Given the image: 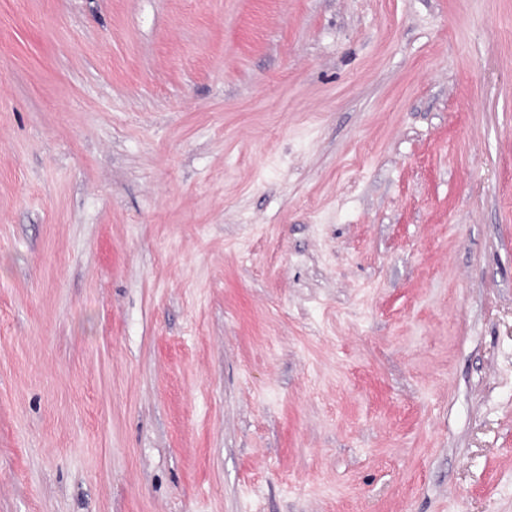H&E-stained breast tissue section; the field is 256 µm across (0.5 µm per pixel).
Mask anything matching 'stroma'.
<instances>
[{
  "label": "stroma",
  "mask_w": 512,
  "mask_h": 512,
  "mask_svg": "<svg viewBox=\"0 0 512 512\" xmlns=\"http://www.w3.org/2000/svg\"><path fill=\"white\" fill-rule=\"evenodd\" d=\"M0 512H512V0H0Z\"/></svg>",
  "instance_id": "35a3bbf8"
}]
</instances>
